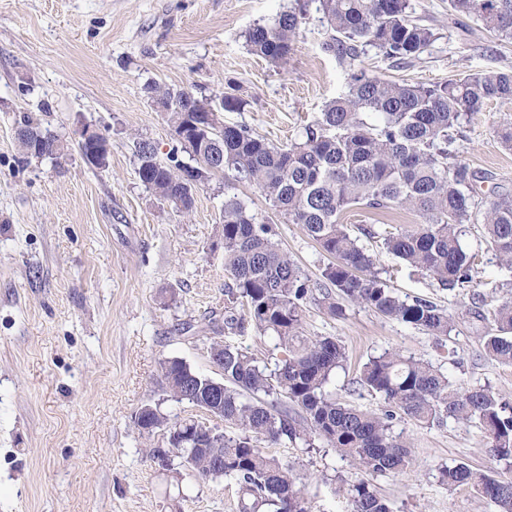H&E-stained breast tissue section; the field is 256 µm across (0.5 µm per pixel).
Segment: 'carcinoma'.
I'll list each match as a JSON object with an SVG mask.
<instances>
[{
  "label": "carcinoma",
  "instance_id": "obj_1",
  "mask_svg": "<svg viewBox=\"0 0 512 512\" xmlns=\"http://www.w3.org/2000/svg\"><path fill=\"white\" fill-rule=\"evenodd\" d=\"M326 21V49L354 60L376 48L402 64H411L435 40L432 28L410 19L409 0H318ZM458 14L474 16L504 39H512V0H450ZM300 25L296 12L282 13L272 26L247 33L250 51L273 63L283 61ZM157 102L171 108L178 133L186 113L200 116L214 137L224 138L219 173L231 181L254 183L272 204L300 224L334 261L321 277L340 296L410 324L437 338L452 331L449 316L425 299L401 298L374 272V260L351 238L341 222L345 210L362 204L373 211L408 207L423 223L384 238L389 253L453 289L472 282L476 255L460 239V225L483 219L485 241L512 269V193L496 192L478 210L474 172L455 160L454 134L462 120L491 102H512V71H485L432 84L393 82L360 72L347 91L329 101L302 140L276 145L249 130L226 126L191 89L158 91ZM376 114L381 124L367 122ZM17 140L24 161L43 157L48 144L42 129L28 119ZM138 174L153 193L173 202L185 199L177 170L145 164L138 144ZM224 270L232 283L225 295L224 326L243 334L248 328L272 335L285 357L269 371L248 352L222 340L210 354L224 357L220 368L224 400L218 417L231 431L215 430L190 467L201 480L233 484L238 512H311L295 467L270 454L284 442L308 447L321 440L352 460L365 475L396 473L411 462L407 442L392 429L401 415L418 424L441 427L453 420L478 427L490 451L512 467V406L485 386L456 387L433 365L392 351L369 360L358 384L379 395L386 408L376 412L341 403L328 390L336 369L347 360L333 336H306L304 306L313 288L288 252L272 241L270 229L256 222L237 196L224 198L221 217ZM318 305L330 316L344 307L330 292ZM495 332L482 337L486 356L512 365V298L493 311ZM162 389L176 402L209 403L212 378L181 359L160 364ZM136 426L152 435L180 430L174 448L194 447V426L169 421L160 404H145ZM266 446H260V443ZM450 489L467 487L489 499L497 512H512V479H497L459 462L440 470ZM351 512H393L365 479L343 481Z\"/></svg>",
  "mask_w": 512,
  "mask_h": 512
}]
</instances>
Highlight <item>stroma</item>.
Returning <instances> with one entry per match:
<instances>
[{"label":"stroma","mask_w":512,"mask_h":512,"mask_svg":"<svg viewBox=\"0 0 512 512\" xmlns=\"http://www.w3.org/2000/svg\"><path fill=\"white\" fill-rule=\"evenodd\" d=\"M411 3L413 19L437 38L405 66L374 49L353 62L325 50L317 0H0V512H236L228 483L159 471L147 454L156 436L134 422L142 405L157 401L173 422L198 413L164 400L163 360L176 357L218 376L209 346L219 338L270 367L284 356L271 337L210 329L227 303L219 241L224 179L196 188L187 212L145 188L137 142L151 141L164 162L178 147L150 89L188 87L215 107L227 96L242 99L241 110H221V121L285 145L303 137L357 70L430 84L512 68V41L481 21L450 12L448 0ZM286 11L300 14L302 24L287 60L276 65L250 51L246 34ZM26 117L58 135L66 155L22 162L15 130ZM504 122H512V103H491L464 121L455 143L458 161L479 175L475 188L486 195L512 193V150L495 134ZM85 127L108 138L107 168H90L81 157ZM234 192L319 282L330 258L302 226L255 185L242 181ZM342 222L383 281L401 297L437 304L453 329L438 339L364 306L346 304L334 318L309 301L305 335L336 337L348 356L329 391L380 408L357 379L370 358L397 350L439 367L458 387L486 386L512 405V367L481 347L493 329L488 312L512 297V275L488 247L481 222L462 227L477 266L469 286L453 289L383 245L386 232L421 224L418 213L354 207ZM393 430L410 444L411 463L371 482L394 512H495L473 490L439 480V467L459 461L512 478L477 427L399 418ZM275 453L296 464L312 512H350L339 488L356 476L350 459L320 441L311 448L287 443Z\"/></svg>","instance_id":"35a3bbf8"}]
</instances>
